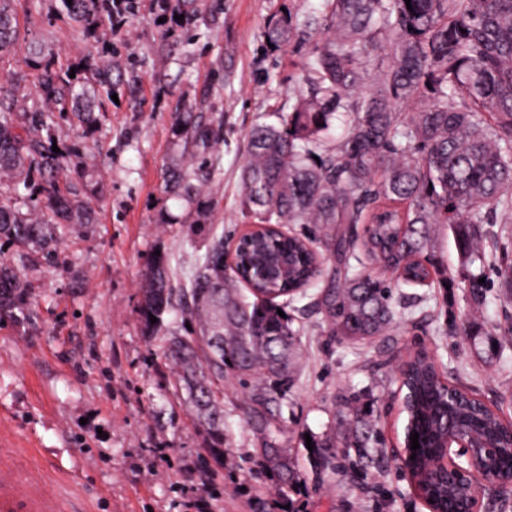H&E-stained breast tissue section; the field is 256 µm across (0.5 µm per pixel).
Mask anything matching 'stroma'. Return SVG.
Returning a JSON list of instances; mask_svg holds the SVG:
<instances>
[{
    "label": "stroma",
    "mask_w": 512,
    "mask_h": 512,
    "mask_svg": "<svg viewBox=\"0 0 512 512\" xmlns=\"http://www.w3.org/2000/svg\"><path fill=\"white\" fill-rule=\"evenodd\" d=\"M323 0H199L198 19H161L151 0L122 31L112 79L117 102L92 129L55 121L54 138L91 209L89 223L65 224L57 258L0 240V263L22 274L29 317L0 310V438L20 449L50 493L70 512H428L393 456L406 416L397 382L402 360L426 349L439 370L512 421V303L499 297L489 265L465 264L453 235L441 229L435 259L447 287H431L412 319L374 341L331 339L321 315L288 312L303 324L293 384L276 415L280 447L303 481L286 488L261 463L249 415L264 380L241 386L225 371L224 454L191 414L159 350L181 332V307L164 314L159 335L143 330L141 287L155 251L170 257L174 288L188 287L212 237L225 249L253 221L240 207L246 136L258 116L291 110L305 94V65L323 31ZM20 40L9 64L18 102L38 95L35 48L51 45L61 61L112 43L110 24L93 36L59 0H16ZM287 18L288 44L270 47L271 18ZM223 123L220 164L210 181L219 205L205 212L166 191L168 169L185 161L174 115ZM205 223H197L198 212ZM485 281L486 300L468 283ZM369 414L383 468L316 467L308 440L348 438V403Z\"/></svg>",
    "instance_id": "35a3bbf8"
}]
</instances>
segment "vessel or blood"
<instances>
[{
	"instance_id": "1",
	"label": "vessel or blood",
	"mask_w": 512,
	"mask_h": 512,
	"mask_svg": "<svg viewBox=\"0 0 512 512\" xmlns=\"http://www.w3.org/2000/svg\"><path fill=\"white\" fill-rule=\"evenodd\" d=\"M17 453L0 448V512H68L67 503L46 494L39 481L15 463Z\"/></svg>"
}]
</instances>
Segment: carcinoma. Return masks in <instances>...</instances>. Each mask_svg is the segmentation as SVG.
I'll use <instances>...</instances> for the list:
<instances>
[{
	"instance_id": "obj_1",
	"label": "carcinoma",
	"mask_w": 512,
	"mask_h": 512,
	"mask_svg": "<svg viewBox=\"0 0 512 512\" xmlns=\"http://www.w3.org/2000/svg\"><path fill=\"white\" fill-rule=\"evenodd\" d=\"M13 0H0V72L10 62L17 39ZM66 13L87 33L112 21V0H61ZM197 0H161L173 23L197 16ZM412 9H407V6ZM324 36L306 65L308 94L292 111L276 113L277 123H257L247 135V158L240 175L241 209L259 230L236 244L238 273L224 269V236L212 239L198 262L183 301L190 327L162 347L175 368L186 401L222 452L224 410L204 393L213 381L235 371L242 384L257 373L273 380L254 412L262 435L266 467L288 486L301 481L288 455L277 446L280 432L269 404L283 398L291 383L290 357L302 328L287 311L324 275L319 245L333 244L334 265L316 301L328 335L363 341L409 318L411 305L391 283L367 269L380 261L400 272L411 288L429 285L434 225L446 224L461 257L486 262L483 240L498 233L486 228L497 214L512 210V0H324ZM288 22L267 31L278 47L288 43ZM375 45L386 49L371 90L364 94L365 59ZM39 96L25 108L33 128L46 137L16 133V102L9 77L0 78V239L37 244L54 257L58 225L80 207L68 184L63 154L52 151L50 104L58 117L86 129L95 127L112 100V55L89 58L83 73L93 82L70 77L52 49L35 64ZM337 113L346 116V133L325 137ZM177 135L201 159L192 169L169 171L166 188L194 201L209 180L224 141L222 125L182 118ZM43 180L40 213L22 211L32 171ZM286 224H311L307 234ZM364 224V233L358 225ZM166 253L153 256L144 281L141 318L154 335L172 307L174 288ZM23 301L18 273L0 266V309ZM157 318L151 323L150 316ZM220 333L223 350L212 354L205 337ZM406 390L403 412L420 448L408 454L409 480L433 500L437 512H452L467 494L428 472L438 443L465 433L478 443L512 445V423L467 389L453 385L426 354L401 367ZM372 433L357 435L349 449L356 461L374 460Z\"/></svg>"
}]
</instances>
